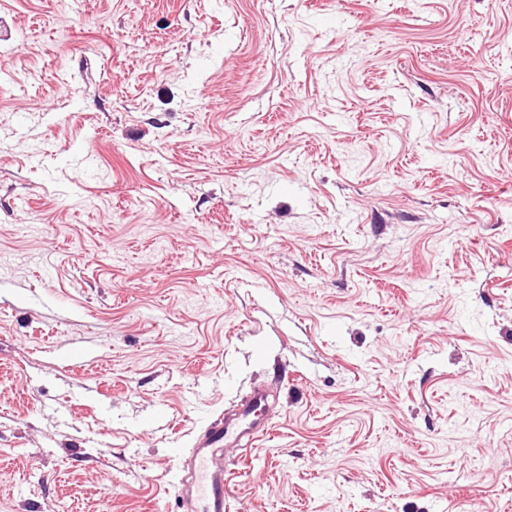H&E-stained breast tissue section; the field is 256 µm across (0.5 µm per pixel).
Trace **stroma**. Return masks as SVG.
<instances>
[{
    "mask_svg": "<svg viewBox=\"0 0 512 512\" xmlns=\"http://www.w3.org/2000/svg\"><path fill=\"white\" fill-rule=\"evenodd\" d=\"M0 512H512V0H0ZM268 409L265 389H254L235 413L212 422L187 456L179 451L195 492L194 512H224V491L233 473L224 471L221 448L239 446L244 438L253 442L266 435L271 426Z\"/></svg>",
    "mask_w": 512,
    "mask_h": 512,
    "instance_id": "stroma-1",
    "label": "stroma"
}]
</instances>
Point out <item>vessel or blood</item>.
Listing matches in <instances>:
<instances>
[{"label":"vessel or blood","instance_id":"1","mask_svg":"<svg viewBox=\"0 0 512 512\" xmlns=\"http://www.w3.org/2000/svg\"><path fill=\"white\" fill-rule=\"evenodd\" d=\"M268 409L265 389H254L235 413L212 422L191 452L182 457L195 492L194 512H224V491L231 476L224 470L221 450L266 435L271 426Z\"/></svg>","mask_w":512,"mask_h":512}]
</instances>
